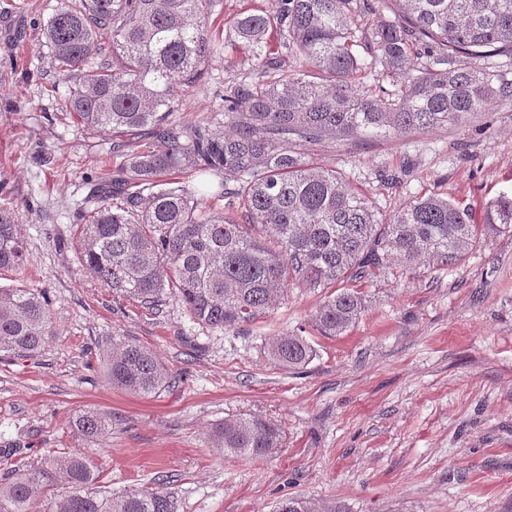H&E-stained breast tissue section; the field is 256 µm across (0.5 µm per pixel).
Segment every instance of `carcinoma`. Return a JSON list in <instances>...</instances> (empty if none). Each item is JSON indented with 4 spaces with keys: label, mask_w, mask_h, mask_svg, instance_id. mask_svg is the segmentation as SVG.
Segmentation results:
<instances>
[{
    "label": "carcinoma",
    "mask_w": 512,
    "mask_h": 512,
    "mask_svg": "<svg viewBox=\"0 0 512 512\" xmlns=\"http://www.w3.org/2000/svg\"><path fill=\"white\" fill-rule=\"evenodd\" d=\"M394 20L371 30L368 0H279L275 17L260 11L233 20L228 37L252 51L250 80L224 83L216 122L172 118L182 85L204 74L219 45L205 21L214 0H61L45 25L52 68L66 90L61 113L112 140L123 162L97 178L82 211L79 254L112 293L148 309L176 299L200 325L228 329L266 314L288 287L331 288L314 329L341 336L364 302L355 284L393 266L407 273L430 262L459 264L480 239L512 231V195L485 209L481 224L453 202L431 195L387 217L335 170L303 161L300 147L327 138L430 131L512 101V84L479 65L493 49L512 51V0H383ZM276 28L285 53L267 42ZM362 48L363 52L356 51ZM381 69L395 89L364 84ZM221 177L227 209L182 185L185 172ZM14 215L0 210V269L23 262ZM52 336L47 297L0 288V352L33 356ZM285 368L310 362L299 334L268 345ZM112 385L143 395L170 387L171 374L133 339H112ZM73 424L102 441L111 419L85 410ZM216 446L237 457H264L282 442L274 423L228 419ZM20 448L5 456L0 512H175L160 487L106 493L92 462L75 455L31 464ZM68 491L49 498L58 481ZM276 512H320L302 497Z\"/></svg>",
    "instance_id": "carcinoma-1"
}]
</instances>
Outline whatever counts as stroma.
<instances>
[{
    "label": "stroma",
    "mask_w": 512,
    "mask_h": 512,
    "mask_svg": "<svg viewBox=\"0 0 512 512\" xmlns=\"http://www.w3.org/2000/svg\"><path fill=\"white\" fill-rule=\"evenodd\" d=\"M58 3L0 0V210L26 241L23 266L0 270V288L46 292L53 326L36 355L0 361V450L27 449L33 462L83 452L113 493L166 477L176 512H274L291 496L344 512H512V231L476 243L460 265L361 283L364 311L335 338L313 328L320 288H290L228 331L199 326L172 299L155 312L114 296L81 264L76 209L88 179L120 158L44 92L56 79L44 25ZM276 7L216 0L208 30L221 50L180 90L177 120L209 121L225 82L249 74L251 49L227 41V23ZM301 152L344 173L383 214L438 195L479 224L489 200L512 195V105ZM286 332L316 351L303 369L267 354ZM122 335L160 358L169 389L112 387L106 353ZM85 410L111 415L105 441L75 429ZM240 415L280 425V447L257 460L222 453L214 428Z\"/></svg>",
    "instance_id": "35a3bbf8"
}]
</instances>
